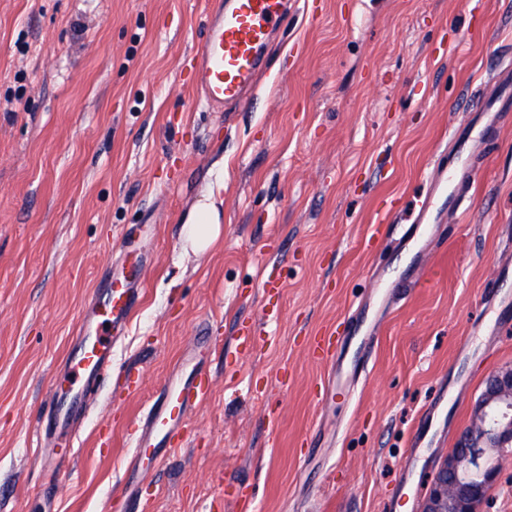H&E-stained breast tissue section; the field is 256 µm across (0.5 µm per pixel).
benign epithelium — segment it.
<instances>
[{
  "label": "benign epithelium",
  "instance_id": "benign-epithelium-1",
  "mask_svg": "<svg viewBox=\"0 0 512 512\" xmlns=\"http://www.w3.org/2000/svg\"><path fill=\"white\" fill-rule=\"evenodd\" d=\"M460 447L437 468L421 512H479L495 482L498 457L512 447V368L488 379Z\"/></svg>",
  "mask_w": 512,
  "mask_h": 512
}]
</instances>
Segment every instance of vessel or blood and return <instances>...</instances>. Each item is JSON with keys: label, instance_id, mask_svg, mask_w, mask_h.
<instances>
[{"label": "vessel or blood", "instance_id": "obj_1", "mask_svg": "<svg viewBox=\"0 0 512 512\" xmlns=\"http://www.w3.org/2000/svg\"><path fill=\"white\" fill-rule=\"evenodd\" d=\"M287 11L288 0H213L206 34L190 58L189 84L203 104L219 108L246 99L266 69L267 47ZM494 127L490 119L475 133L449 134L448 146L455 153V163L440 162L429 170L427 191L413 221L403 225L399 243L426 241L448 214L461 208L478 174L468 146L485 142ZM144 283L138 264L133 263L113 269L96 287L53 385L51 400L38 425L37 441L72 439L86 417L89 400L113 376L112 349L137 309ZM391 287L388 280L372 283L351 316L339 355L331 353V338L324 336L315 342V350L332 357L321 395L355 389L365 375L376 344L378 315L390 299ZM208 351L204 343L185 351L164 379L158 397L138 418L135 450L126 461L124 506L136 500L144 467L142 450L153 449L156 458H163L181 436L188 411L207 401L213 383Z\"/></svg>", "mask_w": 512, "mask_h": 512}]
</instances>
